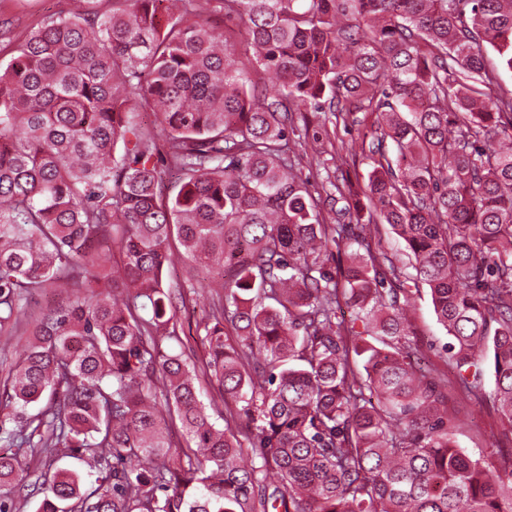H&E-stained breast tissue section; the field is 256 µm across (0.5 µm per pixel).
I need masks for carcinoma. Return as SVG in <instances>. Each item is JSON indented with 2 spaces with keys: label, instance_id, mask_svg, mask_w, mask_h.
Masks as SVG:
<instances>
[{
  "label": "carcinoma",
  "instance_id": "1",
  "mask_svg": "<svg viewBox=\"0 0 512 512\" xmlns=\"http://www.w3.org/2000/svg\"><path fill=\"white\" fill-rule=\"evenodd\" d=\"M490 50L512 71V0H72L34 27L0 65V335L29 337L0 385V512H512V448L498 468L458 448L406 317L427 286L457 390L511 436L512 96ZM300 108L371 118L346 147L362 185L311 192ZM380 224L413 272L371 248ZM177 258L214 295L202 370L159 347Z\"/></svg>",
  "mask_w": 512,
  "mask_h": 512
}]
</instances>
